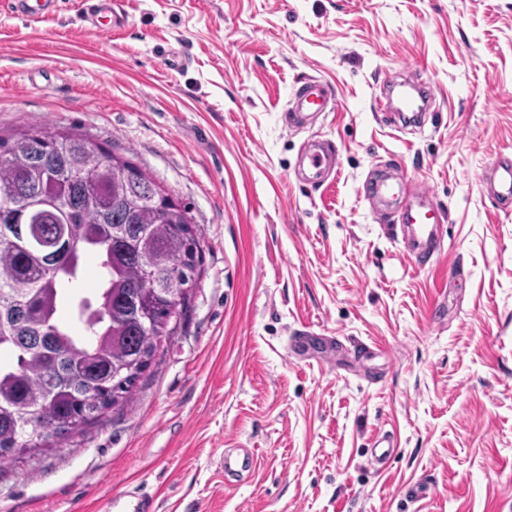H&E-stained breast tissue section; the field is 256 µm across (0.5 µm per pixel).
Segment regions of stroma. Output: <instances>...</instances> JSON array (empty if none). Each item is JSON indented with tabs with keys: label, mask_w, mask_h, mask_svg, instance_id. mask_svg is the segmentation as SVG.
I'll list each match as a JSON object with an SVG mask.
<instances>
[{
	"label": "stroma",
	"mask_w": 512,
	"mask_h": 512,
	"mask_svg": "<svg viewBox=\"0 0 512 512\" xmlns=\"http://www.w3.org/2000/svg\"><path fill=\"white\" fill-rule=\"evenodd\" d=\"M82 2L0 7V131L130 157L188 207L200 265L131 403L0 470V512L133 489L159 512H512V213L481 183L512 155V0H115L106 30ZM409 68L429 110L378 117ZM309 78L336 106L293 131ZM311 140L338 152L320 186L297 176ZM381 170L445 212L439 255L365 198ZM228 448L250 478L225 483ZM51 0H10L8 8L15 14L27 17H42L47 14Z\"/></svg>",
	"instance_id": "obj_1"
}]
</instances>
